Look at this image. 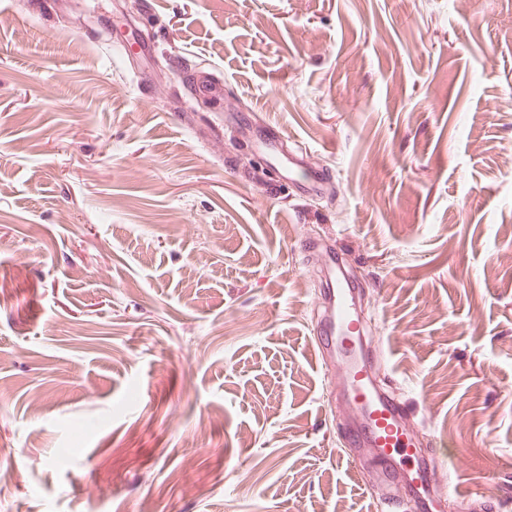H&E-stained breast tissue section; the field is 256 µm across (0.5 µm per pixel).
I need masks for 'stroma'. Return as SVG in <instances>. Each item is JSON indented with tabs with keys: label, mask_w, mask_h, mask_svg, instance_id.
<instances>
[{
	"label": "stroma",
	"mask_w": 512,
	"mask_h": 512,
	"mask_svg": "<svg viewBox=\"0 0 512 512\" xmlns=\"http://www.w3.org/2000/svg\"><path fill=\"white\" fill-rule=\"evenodd\" d=\"M128 2L0 0V512H394L309 241L439 512H512V0ZM272 128L315 193L247 170ZM306 167H309L306 173V181L299 182L294 178L295 171ZM325 171L326 169L319 163L312 162L309 164L303 154H291L288 156V181L303 191V193H310L316 187L319 180L322 179Z\"/></svg>",
	"instance_id": "stroma-1"
}]
</instances>
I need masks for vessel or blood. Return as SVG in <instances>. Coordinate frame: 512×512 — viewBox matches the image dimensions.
Masks as SVG:
<instances>
[{"label":"vessel or blood","mask_w":512,"mask_h":512,"mask_svg":"<svg viewBox=\"0 0 512 512\" xmlns=\"http://www.w3.org/2000/svg\"><path fill=\"white\" fill-rule=\"evenodd\" d=\"M287 161L289 171L305 170L306 180L299 185L303 192L312 191L325 174L322 165L308 162L304 155H289ZM323 279L322 339L318 348L338 353L342 382L360 414L361 421L349 441L353 447L370 450L380 478L397 488L395 503L409 512H430L436 502L432 484L439 461L431 455H419L417 467L410 472L407 482L399 481L397 464L409 458L411 449L419 447L421 439L406 427L401 402L373 384L372 363L364 352L361 322L351 304L348 282L337 278L332 265L325 270Z\"/></svg>","instance_id":"obj_1"}]
</instances>
